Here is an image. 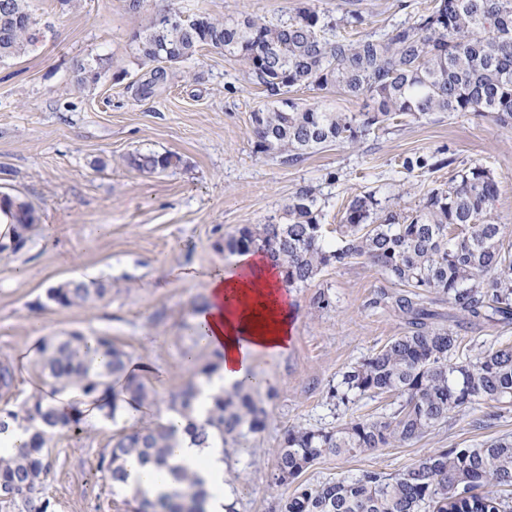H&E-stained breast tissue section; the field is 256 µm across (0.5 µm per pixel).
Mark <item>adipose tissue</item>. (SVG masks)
Listing matches in <instances>:
<instances>
[{"instance_id":"1","label":"adipose tissue","mask_w":512,"mask_h":512,"mask_svg":"<svg viewBox=\"0 0 512 512\" xmlns=\"http://www.w3.org/2000/svg\"><path fill=\"white\" fill-rule=\"evenodd\" d=\"M193 277L203 283L207 295L197 315L204 341L222 355L218 370L201 382L195 400L201 416L220 390L249 377L257 354L287 352L293 339V294L284 286L280 268L260 251L236 254L223 268L199 270ZM171 461L202 479L208 512H224L228 501L220 447H198L182 433Z\"/></svg>"}]
</instances>
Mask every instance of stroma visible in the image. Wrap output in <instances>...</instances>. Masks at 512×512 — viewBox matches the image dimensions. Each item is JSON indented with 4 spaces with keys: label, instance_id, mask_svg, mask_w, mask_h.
<instances>
[{
    "label": "stroma",
    "instance_id": "stroma-1",
    "mask_svg": "<svg viewBox=\"0 0 512 512\" xmlns=\"http://www.w3.org/2000/svg\"><path fill=\"white\" fill-rule=\"evenodd\" d=\"M306 0H145L139 13L126 0H35L47 29L17 59L0 62V195L29 202L38 221L24 246L0 254V363H11L10 406L48 387L33 364L42 338L64 331L104 335L129 352L138 377L154 390L140 411L118 409L115 419L85 414L78 428L51 442L46 494L55 512H126L125 494L98 468L114 433L162 419L170 396L192 379L187 352L210 358L194 341L205 301L201 283L171 277L175 267H216L228 261L225 240L247 224L282 217L290 197L316 187L326 230H334L354 195L373 194L387 209H411L432 188L479 164L494 172V214L512 229V126L489 114L437 113L399 117L388 129L355 144H332L295 164L257 152L253 110L272 105L237 57L218 49L170 68L149 97L136 92L151 65L130 35L161 10L204 12L218 19L246 15L288 20ZM329 21L344 26L363 15L359 33L426 11L434 0H316ZM105 59L98 82L78 88L76 61ZM176 154L178 166L148 174L127 164L136 152ZM440 160L434 169L406 171L405 158ZM73 277L112 285L101 302L62 308L46 291ZM398 290L358 259L328 266L295 288L293 342L286 354H258L262 384L254 396L263 430L247 434L224 458V489L236 512H280L293 484L271 481L274 450L289 426L332 428L353 416L377 417L393 396L337 405L331 391L347 367L407 330L389 298ZM512 435V405L480 403L401 448L326 456L300 477L304 483L353 477L366 470L404 471L437 448H461Z\"/></svg>",
    "mask_w": 512,
    "mask_h": 512
}]
</instances>
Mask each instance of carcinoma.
Segmentation results:
<instances>
[{"label":"carcinoma","mask_w":512,"mask_h":512,"mask_svg":"<svg viewBox=\"0 0 512 512\" xmlns=\"http://www.w3.org/2000/svg\"><path fill=\"white\" fill-rule=\"evenodd\" d=\"M35 17L32 0H0V61L23 55L37 40L27 24ZM139 57L157 62L139 92L167 80L165 62L175 66L205 47L223 46L238 55L275 98L272 107L251 113L256 150L279 155L283 162L302 159L327 144L355 143L381 130L398 116L438 112L493 113L512 123V0H436L429 12L378 34L351 39L336 33L316 6L303 7L280 24L252 17L221 22L204 15L175 24L155 17L133 35ZM100 60L77 65V83H97ZM336 89L369 101L359 114L320 106L301 107L284 97L293 87ZM172 153H141L129 158L139 171L155 173L177 165ZM499 185L481 165L462 169L448 186L433 188L406 215H379L372 195H357L336 225V243L327 245L316 189H299L285 209L286 221L249 224L224 243L232 254L262 251L282 268L289 287L305 285L329 265L363 259L402 286L391 296L408 330L343 373L332 396L395 394L398 405L376 419L352 418L335 428L289 427L275 451L273 480H296L325 456L353 455L397 447L422 438L465 413L480 401L512 405V346L491 347L472 359L453 363L463 342L460 331L472 322H512V248L504 245L505 226L494 216ZM10 219L12 236L0 239V254L17 252L36 221L34 208L8 195L0 214ZM111 293L104 280L72 278L47 290L46 297L64 308L83 307ZM448 297L462 314L458 330L432 325L430 296ZM107 358L94 365L95 355ZM128 354L108 336L68 332L41 341L37 365L59 393L72 390L83 402L114 418L117 396L107 397L112 379L126 378L129 403L153 399L150 389L126 375ZM257 382L246 379L233 392L213 396L201 421L193 416L197 386L190 382L171 395L169 410L185 420L183 432L206 448L236 445L264 426L252 398ZM20 419L33 428L30 440L14 454L0 455V507L10 512H54L45 494L52 465L48 442L54 433L78 426L80 417L62 414L54 402L33 396L18 409H0L5 419ZM178 430L163 422L112 435L111 450L98 467L112 487L127 482L126 462L136 459L165 470L180 487L152 502L140 491L129 493V512H206L207 492L197 475L169 464ZM468 493L458 497V491ZM512 512V436L472 448H437L403 472L390 476L365 471L318 484H300L282 512Z\"/></svg>","instance_id":"1"}]
</instances>
